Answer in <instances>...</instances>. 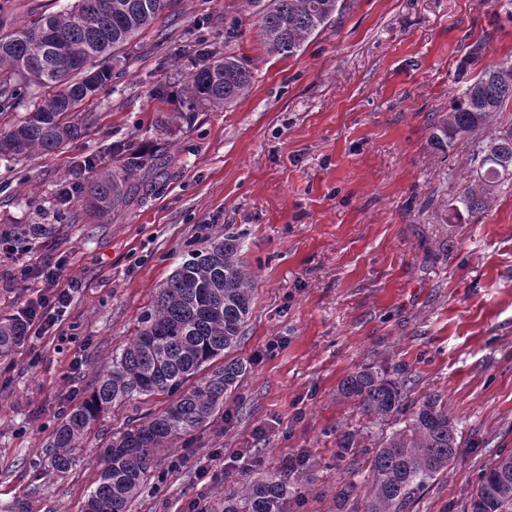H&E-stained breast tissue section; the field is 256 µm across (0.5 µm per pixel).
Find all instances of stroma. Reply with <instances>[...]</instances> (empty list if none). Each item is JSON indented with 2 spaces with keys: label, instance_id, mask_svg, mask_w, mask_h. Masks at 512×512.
<instances>
[{
  "label": "stroma",
  "instance_id": "stroma-1",
  "mask_svg": "<svg viewBox=\"0 0 512 512\" xmlns=\"http://www.w3.org/2000/svg\"><path fill=\"white\" fill-rule=\"evenodd\" d=\"M74 2L0 0V34ZM341 3L288 56L262 40L269 0H173L87 104L86 136L0 160V225L55 227L0 254V316L49 294L46 267L72 286L45 335L0 361V512H82L112 436L170 398L102 414L63 473L50 466L53 431L137 336L183 257L226 234L253 278L231 352L247 371L191 443L156 454L130 512H189L197 500L222 512L225 494L298 459L311 481L297 512H337L347 481L366 512L368 456L356 475L336 457L337 436L366 423L338 394L364 366L439 395L457 424L458 456L413 512H468L479 473L512 453V185L468 217L456 198L476 176L471 146L428 142L463 80L512 61V0ZM167 36L237 57L249 94L192 105L193 60ZM127 140L153 162L133 171L123 205L96 219L82 196L61 203V188L118 167L112 145Z\"/></svg>",
  "mask_w": 512,
  "mask_h": 512
}]
</instances>
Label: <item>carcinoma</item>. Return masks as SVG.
Listing matches in <instances>:
<instances>
[{"label":"carcinoma","mask_w":512,"mask_h":512,"mask_svg":"<svg viewBox=\"0 0 512 512\" xmlns=\"http://www.w3.org/2000/svg\"><path fill=\"white\" fill-rule=\"evenodd\" d=\"M171 0H75L68 9L42 16L19 30L0 36V107L34 85L27 115L0 134V157L26 159L35 152L53 153L82 137L90 122L74 121L99 89L112 80L110 60L150 28ZM339 0H270L261 33L268 50L294 53L339 12ZM197 69L186 88L194 104L229 106L245 95L252 75L236 57L195 51ZM512 100V62H504L466 82L452 111L434 114L429 144L446 151L471 141L503 105ZM124 158L117 169L98 173L77 190L88 204L107 213L123 204L130 192L131 171L145 158L133 144L112 147ZM477 164L473 184L457 202L470 215L481 213L486 200L512 180V130L473 149ZM51 224H11L0 228V244L17 248L50 237ZM239 238L226 235L207 248L187 254L158 292L152 308L140 318L133 341L112 353L90 398L72 408L54 430L51 465L65 471L75 461L72 451L99 415L114 404L155 393L175 395L162 411L134 420L104 452V465L89 491L84 512H129L145 484L155 452L185 441L224 408V396L245 372L237 360L205 372L208 364L236 347L251 311L250 278L239 260ZM26 338L24 320L0 321V357ZM410 388L373 368L347 376L340 394L356 401L361 415L376 425L408 413V424L374 448L360 445L363 434L345 431L336 457L372 455L367 512H407L429 480L444 473L460 448L456 425L437 395L419 400ZM307 474L290 478L286 471L267 473L241 491L224 496V512H291L304 499ZM470 512H512V454L497 455L484 468L471 498Z\"/></svg>","instance_id":"carcinoma-1"}]
</instances>
